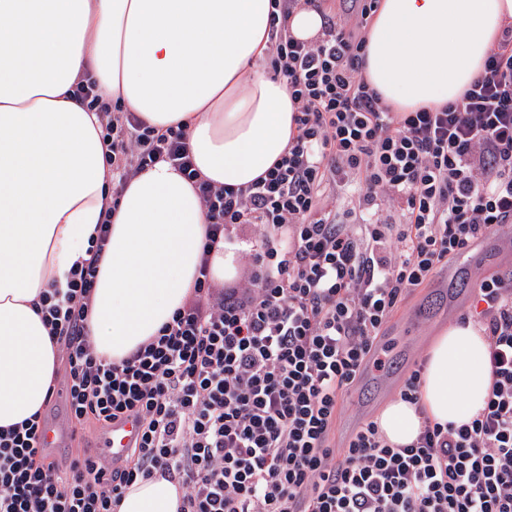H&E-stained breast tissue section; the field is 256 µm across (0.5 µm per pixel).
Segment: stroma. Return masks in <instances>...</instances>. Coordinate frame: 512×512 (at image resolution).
I'll use <instances>...</instances> for the list:
<instances>
[{
    "mask_svg": "<svg viewBox=\"0 0 512 512\" xmlns=\"http://www.w3.org/2000/svg\"><path fill=\"white\" fill-rule=\"evenodd\" d=\"M508 271H512V245L492 252L481 244L412 292L378 339L379 353L388 358L387 371L367 368L345 395L336 420L337 446H344L363 422L374 419L388 402L398 398L415 360L424 357L439 330L456 322L468 306L471 283L481 276Z\"/></svg>",
    "mask_w": 512,
    "mask_h": 512,
    "instance_id": "obj_1",
    "label": "stroma"
}]
</instances>
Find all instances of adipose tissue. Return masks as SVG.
<instances>
[{"instance_id":"1","label":"adipose tissue","mask_w":512,"mask_h":512,"mask_svg":"<svg viewBox=\"0 0 512 512\" xmlns=\"http://www.w3.org/2000/svg\"><path fill=\"white\" fill-rule=\"evenodd\" d=\"M270 0H0V430L40 411L60 355L38 309L65 287L110 219L87 334L120 361L170 321L198 275L208 220L170 165L132 178L120 198L104 166L101 125L72 97L91 72L110 99L158 130L189 134L215 185L247 187L296 136L288 81L263 68ZM512 0H378L362 77L396 112L460 100L502 30ZM488 338L474 323L440 330L419 392L423 413L389 402L377 422L393 445L422 417L461 424L493 382ZM181 490L136 481L116 512H178Z\"/></svg>"}]
</instances>
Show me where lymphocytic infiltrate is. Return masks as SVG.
<instances>
[{"instance_id":"1","label":"lymphocytic infiltrate","mask_w":512,"mask_h":512,"mask_svg":"<svg viewBox=\"0 0 512 512\" xmlns=\"http://www.w3.org/2000/svg\"><path fill=\"white\" fill-rule=\"evenodd\" d=\"M271 0L267 66L287 78L297 134L247 187L201 179L183 127L163 131L106 101L91 73L72 95L101 122L112 193L165 163L198 191L209 228L192 295L135 352L115 362L86 331L102 222L66 287L40 311L64 351L73 427L134 422L124 456L67 461L39 443L34 413L0 432V512H115L125 490L161 475L180 512H512V278L483 276L461 321L489 339L488 401L471 422L423 419L396 448L376 421L331 443L344 394L376 354L405 296L498 225L512 224V27L461 101L393 112L360 75L376 0L354 21L325 20L294 39L299 4ZM348 193L328 208L327 184ZM258 226L240 288H220L210 255Z\"/></svg>"}]
</instances>
